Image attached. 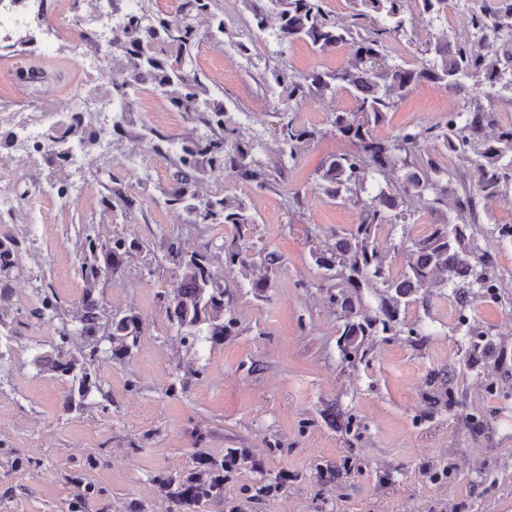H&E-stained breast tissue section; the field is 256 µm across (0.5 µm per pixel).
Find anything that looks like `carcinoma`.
<instances>
[{
    "instance_id": "obj_1",
    "label": "carcinoma",
    "mask_w": 512,
    "mask_h": 512,
    "mask_svg": "<svg viewBox=\"0 0 512 512\" xmlns=\"http://www.w3.org/2000/svg\"><path fill=\"white\" fill-rule=\"evenodd\" d=\"M252 24L259 30L275 20L278 39L291 42L308 40L327 49L338 45L350 47L348 63L332 72L312 71L290 74L284 67L270 71L268 81L282 88L290 102L311 93L334 95L348 93L354 109L333 114L330 125L353 145L352 150L326 160L319 172L317 190L339 203L352 202L361 208L360 222L347 237L315 253L316 264L336 271L340 283L336 287V305L350 316L354 313L356 290L366 284H378V314L358 323L346 322L342 335L345 356L364 355L357 337L372 333L396 335L402 331L399 308L418 301L417 292L438 276L450 275L453 292L477 289L484 296L497 297L499 278L492 256L475 255L468 225L478 223L481 205L512 191V122L501 123L475 103L459 111L448 112L442 126L417 125L401 130L390 139L372 134L386 114L396 106V99L406 95L423 80L446 88L471 79L481 96L487 99L512 95V0H469L471 33L467 40L449 44L438 39L425 44L423 53L430 59L416 66L403 61L388 65L385 51L389 41L399 40L404 33L402 13L404 0H351V22L339 25L323 7V0H246ZM419 11L429 17H441L448 0H415ZM79 23L94 21V0H74ZM153 0H135V8L125 15L120 36L112 40V63L120 65L127 79L112 86L105 95L112 111H130L133 97L150 91L182 113L193 124L187 136L174 141L151 129L139 135L141 150L146 154L172 157L175 168L174 187L165 203L183 210L190 224H233L238 242L228 250L225 265L241 268L251 288L261 291L270 281L277 265L276 255L265 256L262 269L248 257L246 226L253 220L243 204L219 188L208 194L197 190L208 178L217 180L232 172L245 182L268 183L271 171L254 158L253 146L235 139V128L227 125L224 104L213 97L207 84L191 66L192 49L198 42V31L191 19L209 15L218 33H224V19L213 13L214 0H181L179 16L152 9ZM99 113L85 111L75 123L56 130L54 141L60 153L72 141L79 142L86 153L99 147ZM282 155L295 159L303 144L314 132L301 128L289 119L282 125ZM429 141L442 142L448 151L468 159L471 172L477 174L461 191L448 195V167L437 157L423 152ZM26 151L6 131H0V158L15 159ZM403 176L391 183L393 173ZM367 198H362V194ZM412 194L428 195L431 211L446 209L442 219L432 225L428 235L412 241L410 259L396 276L385 264V254L376 246L377 230L383 224H397L403 200ZM105 210L113 215H127L139 200L112 180L107 195L101 199ZM80 275L84 283L82 306L77 315L80 335L85 339L81 359L69 357L56 348L51 369L62 377L78 382V395L90 392L87 367L104 356L127 352L140 338V320L130 315L112 319L108 335L101 334V308L93 297V289L131 257L132 248L123 237L104 239L92 227L82 233ZM20 255L15 240L0 241V282L12 278L20 270ZM182 275L172 301L177 334L183 340L197 342L206 334L212 338L224 335L233 326V318L225 317L224 286L214 279L207 258L194 254L181 263ZM40 306L34 314L50 321L58 315L54 295L40 287ZM462 339L476 352L493 345L485 331H478L465 318L458 320ZM118 343L107 348L103 342ZM244 461L242 454L229 451L214 459L197 458L196 469L184 476L166 481L167 494L173 505L170 512H190L205 502H224V472L232 471Z\"/></svg>"
}]
</instances>
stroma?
Wrapping results in <instances>:
<instances>
[{
  "mask_svg": "<svg viewBox=\"0 0 512 512\" xmlns=\"http://www.w3.org/2000/svg\"><path fill=\"white\" fill-rule=\"evenodd\" d=\"M224 33L199 17L194 69L224 102L241 143H256L265 163L286 164L285 177L259 187L226 175L224 188L253 219L246 230L250 254L263 263L278 256L268 287L256 293L224 256L236 239L231 224H190L165 203L173 185L169 157L156 159L152 176L127 164L102 165L77 204L59 206L51 224L18 237L24 257H36L44 283L72 319L83 300L76 241L85 225L103 237L120 235L136 246L132 258L101 280L95 296L105 317L135 315L136 348L100 361L95 387L80 399L77 386L38 362L54 353L53 324L33 318L32 284L0 309V512H168L163 480L191 472L204 454L229 449L244 463L224 477V501L199 512H512V243L490 237L494 225L512 224V192L482 207L469 232L492 253L500 301L471 299L460 306L451 288L434 281L401 308L404 324L426 331L425 340L402 333L360 337L358 363L344 355L345 317L334 280L313 254L359 221L356 205L339 204L315 189L317 170L351 142L330 126L332 113L352 109L343 91L291 102L299 126L314 131L296 160L282 161L279 88L260 81L266 66L283 63L295 74L345 66L350 49L321 50L309 41L280 44L275 26H247L245 0H216ZM407 35L392 43L388 63L421 58L426 40L445 36V19L429 20L406 0ZM34 66L49 78V100L68 101L86 81L67 41L0 56V113L15 112L39 92L17 93L14 75ZM473 81L460 91L422 82L373 129L388 139L402 128L444 122L449 111L479 101ZM125 152L139 146L144 128L174 140L187 135L184 115L149 92L125 113ZM119 177L140 201L126 218L113 219L100 199L109 176ZM404 229L382 225L376 244L392 273L407 263L411 240L436 221L425 199L410 197ZM207 255L224 282V302L235 320L224 336L190 344L169 322L167 308L180 274V257ZM490 332L495 346L470 356L460 344L459 315ZM453 392V406H434L431 395ZM283 476L280 489L256 494L264 481Z\"/></svg>",
  "mask_w": 512,
  "mask_h": 512,
  "instance_id": "stroma-1",
  "label": "stroma"
}]
</instances>
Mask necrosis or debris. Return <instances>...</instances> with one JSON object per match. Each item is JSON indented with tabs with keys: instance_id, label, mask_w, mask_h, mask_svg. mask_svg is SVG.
<instances>
[{
	"instance_id": "4bbe7bcc",
	"label": "necrosis or debris",
	"mask_w": 512,
	"mask_h": 512,
	"mask_svg": "<svg viewBox=\"0 0 512 512\" xmlns=\"http://www.w3.org/2000/svg\"><path fill=\"white\" fill-rule=\"evenodd\" d=\"M96 21L92 34L66 13L56 0H0V45L13 43L18 35L32 34L41 44L54 43L60 36L71 38V50L81 62L86 81L103 88L114 80L107 57L113 37L121 31L124 14L117 11L112 0H95ZM81 97H72L60 105L44 106L39 112H1L0 129L16 133L28 148L26 161L0 162V224H46L51 209L57 205L74 204V196L60 195L47 172L63 165L70 179L80 180L95 160L84 151L73 150L65 159H56L52 132L63 119L81 113Z\"/></svg>"
}]
</instances>
